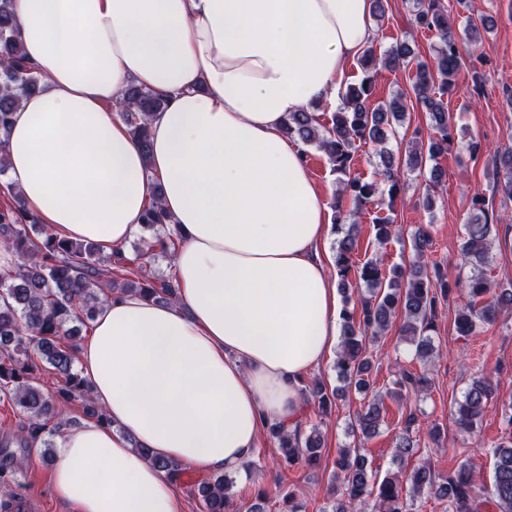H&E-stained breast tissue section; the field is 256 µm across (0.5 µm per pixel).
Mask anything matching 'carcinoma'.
<instances>
[{"instance_id":"1","label":"carcinoma","mask_w":512,"mask_h":512,"mask_svg":"<svg viewBox=\"0 0 512 512\" xmlns=\"http://www.w3.org/2000/svg\"><path fill=\"white\" fill-rule=\"evenodd\" d=\"M413 23L419 29L440 35L434 68L414 62L413 50L405 39L395 41L380 59L368 49L359 59L365 76L358 84L347 87L342 106L331 113L329 121H321L316 114L317 106L290 112L284 121L288 137L325 154L338 175L341 189L333 204L337 224L356 219L359 211L377 196H396L406 169L422 174L426 181L423 205L432 208L437 190L445 185L438 157L457 144L471 153L478 149V143L458 136L443 102L444 95L454 90L462 65L460 43L448 11L441 0H415ZM491 29L487 19L469 17L464 34L468 42L476 43L479 31ZM413 62L414 93L428 113L429 134L424 139L415 137L408 141L407 158L401 163L395 161L385 144L405 117L407 99L400 94L373 104L372 72L378 65L393 70ZM37 89L38 78L17 38L13 0H0V146L5 143L12 112ZM165 107V98L134 82L124 91L120 117L147 164L151 155V118ZM358 143L380 147L381 165L373 180L351 176ZM496 162L505 172L501 190L512 199V150L500 153ZM160 195V184L156 182L152 203L144 212L140 227L153 232L149 248L157 247L171 259L181 239L166 231L168 216L160 206ZM492 228L493 217L485 210V201L475 199L462 246L465 262L475 269L486 264ZM354 229L355 224H350L337 241L335 264L345 303L336 372L355 391L362 394L371 390V360L365 337L384 333L397 312L404 314L401 332L414 345L415 356L424 360L433 355L430 332L434 330L440 300L449 294L457 292L465 300L455 320L461 336L477 334L481 325L494 322L505 310H512V288H493L484 273L451 284L439 267H428L423 257L431 239L424 228H418L412 237L416 260L406 268L393 269L390 278L383 273L382 261L377 257L361 265L353 263L359 250ZM0 241L17 258L12 268L0 271V396L25 418L20 440L35 441L42 435L55 434L62 426L66 404L74 400L82 401L87 414L99 422L109 423L75 368L77 336L81 328H89L102 305L114 296L136 293L160 304L174 302L178 294L175 275L150 273L143 264L128 258L121 247L103 256L91 242L54 237L45 226L38 225L18 195L5 187L0 189ZM45 370L54 375L53 392L40 384L41 372ZM428 387L426 375L406 370L394 382L390 394L397 398L405 389L424 392ZM493 394L490 379L480 377L470 382L456 410L455 422L461 432H473ZM333 397H339V393L327 391L317 381L303 401L307 406L317 405L318 411L323 412ZM383 403V399L374 398L357 413V430L363 437L370 438L378 432ZM415 422V415L408 414L396 438L394 460L400 464L418 453L420 441L413 435ZM268 432L278 442L288 465L318 462L322 448L318 433L305 434L300 427L290 432L279 424L270 425ZM492 455L494 474L489 490L467 463L441 482L435 481L426 462L408 473L399 470L376 481L368 473L367 460L359 451L343 450L336 457L338 484L334 488L333 512H363L367 505L372 512H413L417 499L426 493L448 499L449 512H512V435L494 445ZM152 462L176 481L182 479L186 470L181 463L168 459L154 457ZM233 484L234 479L224 472L198 482L203 512H234L230 496ZM371 495L375 499L370 505Z\"/></svg>"}]
</instances>
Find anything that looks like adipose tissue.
<instances>
[{"label":"adipose tissue","instance_id":"obj_1","mask_svg":"<svg viewBox=\"0 0 512 512\" xmlns=\"http://www.w3.org/2000/svg\"><path fill=\"white\" fill-rule=\"evenodd\" d=\"M40 79L13 113L7 183L60 239L126 243L153 197L182 236L175 303L104 304L76 353L108 423L55 438L74 512H185L167 458L235 473L337 343L328 209L288 113L332 104L374 38L371 0H13ZM167 98L151 164L115 107Z\"/></svg>","mask_w":512,"mask_h":512}]
</instances>
